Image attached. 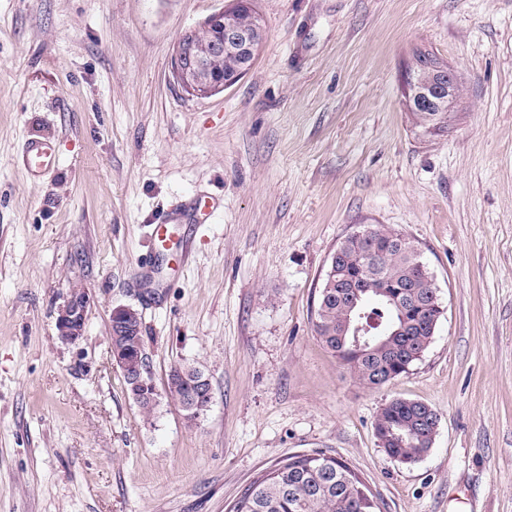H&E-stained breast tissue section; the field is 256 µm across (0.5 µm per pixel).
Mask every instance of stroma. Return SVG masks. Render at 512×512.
<instances>
[{
	"label": "stroma",
	"instance_id": "stroma-1",
	"mask_svg": "<svg viewBox=\"0 0 512 512\" xmlns=\"http://www.w3.org/2000/svg\"><path fill=\"white\" fill-rule=\"evenodd\" d=\"M230 0H0V512H232L261 473L322 451L378 512H512V0H255L251 69L186 96L174 44ZM459 76L446 133L412 125L414 48ZM55 166L31 179L26 137ZM213 201L190 257L160 215ZM366 225L420 251L443 313L409 373L364 387L315 332L337 245ZM84 338L60 339L72 285ZM141 317L144 416L113 362ZM184 365L213 397L189 421ZM441 416L430 453L379 447L378 410ZM140 315L137 310L131 307L119 306L112 310L110 315L109 323V339H110V352L116 365H120V369L123 372L125 381L126 373L125 368L127 366V360L125 359V351L123 348L122 336H129V328H134L136 323L140 320ZM129 346L131 347L130 358H136L142 356L145 352L144 348V336L142 331V323H140L139 329H135L133 336L128 337ZM205 376L204 372L195 366L176 368L169 382V394L179 401L181 396L194 389L198 378Z\"/></svg>",
	"mask_w": 512,
	"mask_h": 512
}]
</instances>
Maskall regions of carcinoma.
<instances>
[{
  "mask_svg": "<svg viewBox=\"0 0 512 512\" xmlns=\"http://www.w3.org/2000/svg\"><path fill=\"white\" fill-rule=\"evenodd\" d=\"M235 22L249 26L260 19L254 0L230 9ZM414 63L408 72L427 82L434 79L432 67L441 65L436 56L425 50L413 52ZM412 124L423 135L428 129L448 130V104L424 112L409 111ZM379 231L395 238L390 252L379 259L367 257L366 242L355 236L341 241L319 289L316 308V334L332 352L338 354L353 375L369 388L379 387L377 378L386 370L396 376L408 373L423 356L433 336H393L391 332L402 322L416 321L422 307L437 296L435 283L416 280L414 265L417 253L406 251L399 240L401 234L388 227ZM364 274L374 284L390 285V292L412 306L414 314L402 315L398 307L374 291L363 295L356 308H351V289L340 287L344 275ZM352 325L368 326L361 336L367 346L357 351L353 336L344 334L346 320ZM204 372L195 366L174 370L169 394L178 401L194 389ZM375 430L383 440L381 448L396 461L415 463L431 450L428 417L413 400L393 399L377 413ZM376 505L367 494L365 484L345 462L322 452L295 454L280 461L273 469L255 480L236 502L233 512H375Z\"/></svg>",
  "mask_w": 512,
  "mask_h": 512,
  "instance_id": "obj_1",
  "label": "carcinoma"
}]
</instances>
